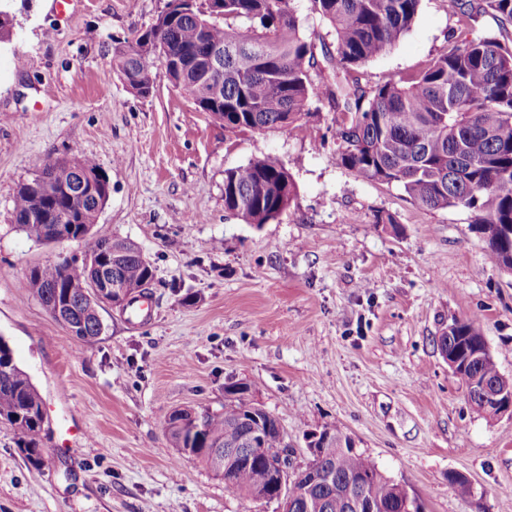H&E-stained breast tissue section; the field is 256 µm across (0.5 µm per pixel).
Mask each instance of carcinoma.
Instances as JSON below:
<instances>
[{
  "label": "carcinoma",
  "instance_id": "cac0c4a2",
  "mask_svg": "<svg viewBox=\"0 0 512 512\" xmlns=\"http://www.w3.org/2000/svg\"><path fill=\"white\" fill-rule=\"evenodd\" d=\"M311 10L332 29L335 49L318 60L315 43L301 31L291 0H167L153 23L112 47V68L137 95L147 98L165 79L186 91L204 112L224 113V129L251 131L254 122L290 134L305 117L316 94L312 76L340 114L336 124V164L363 179L396 183L414 204L428 210L463 208L473 214L488 249L503 269L512 268V42L478 28L492 14L501 27L512 25V0H450L461 25L474 35L454 45L422 70L366 89L356 68L381 55L412 27L421 0H309ZM16 16L0 0V44L13 37ZM211 47L224 49L219 77L197 74L193 59ZM161 53L181 63L163 72L144 62ZM99 165L79 150L65 158L47 157L37 173L42 182L22 184L13 200L15 222L37 242L51 241L57 224L78 236L81 225L97 219L108 200L83 179ZM295 185L277 158L263 157L224 171V209L246 224L277 220L289 207ZM86 250L104 260L112 281L139 289L154 281L152 264L127 240L88 238ZM93 271L76 260L33 268L24 280L47 309L80 340L100 335V306L84 294ZM485 344L474 320H455L438 337L440 352L455 354V376L471 393L477 412L493 417L475 379L493 383L500 371L492 356L468 359ZM224 408L195 416L172 413L165 431L174 447H191L207 457L230 448H283L279 421L249 397L250 386L224 387ZM42 400L0 337V419L24 431L20 448L38 466L43 451ZM316 445L309 464L293 473V494L284 512H356L351 497L372 512H420L405 489L385 477L373 461L353 448L339 429ZM258 444H253V441ZM327 471L328 483H313L312 472ZM224 483L254 500L272 501L276 468L263 456L251 464H219Z\"/></svg>",
  "mask_w": 512,
  "mask_h": 512
}]
</instances>
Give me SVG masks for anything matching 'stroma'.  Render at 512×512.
I'll use <instances>...</instances> for the list:
<instances>
[{"label":"stroma","mask_w":512,"mask_h":512,"mask_svg":"<svg viewBox=\"0 0 512 512\" xmlns=\"http://www.w3.org/2000/svg\"><path fill=\"white\" fill-rule=\"evenodd\" d=\"M165 3L12 4L0 51V337L41 395L46 453L30 464L0 420V512H280L179 456L164 430L175 409L222 408L235 381L278 418L295 466L310 459V432L335 427L424 512H512V418L475 412L436 343L452 320H476L512 378V273L469 211L421 208L336 165L326 100H311L319 118L292 134L231 133L168 81L131 93L112 46ZM468 37L449 0H421L411 29L358 77L375 87ZM74 148L110 179L94 233L133 241L155 273L151 319L103 308L104 332L88 341L21 285L83 243L34 241L13 216L19 185ZM265 156L286 165L297 195L279 220L246 224L224 208V172Z\"/></svg>","instance_id":"obj_1"}]
</instances>
